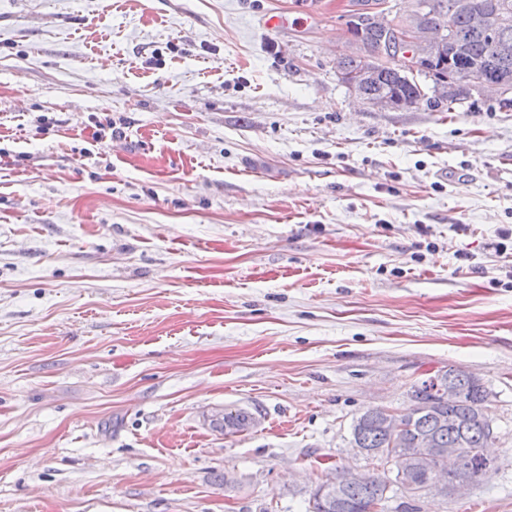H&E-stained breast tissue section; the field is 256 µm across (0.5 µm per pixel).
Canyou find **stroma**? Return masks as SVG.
Segmentation results:
<instances>
[{
	"label": "stroma",
	"mask_w": 512,
	"mask_h": 512,
	"mask_svg": "<svg viewBox=\"0 0 512 512\" xmlns=\"http://www.w3.org/2000/svg\"><path fill=\"white\" fill-rule=\"evenodd\" d=\"M349 8L0 0V512H308L451 367L492 468L418 505L512 512V107L357 102ZM255 413L246 409L230 410L224 415V408H216L210 415V420H222L213 422L214 427L224 432L236 433L248 430L251 427V421Z\"/></svg>",
	"instance_id": "obj_1"
}]
</instances>
